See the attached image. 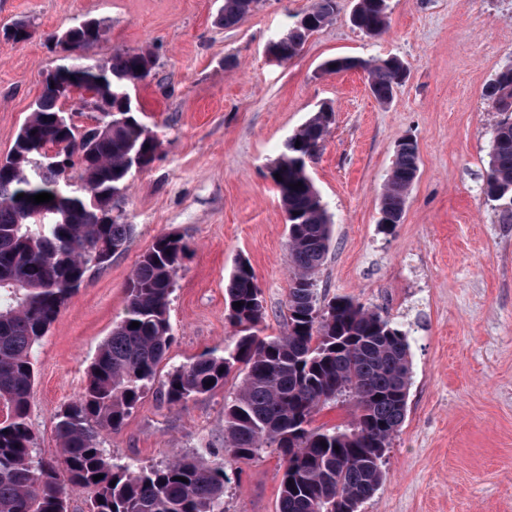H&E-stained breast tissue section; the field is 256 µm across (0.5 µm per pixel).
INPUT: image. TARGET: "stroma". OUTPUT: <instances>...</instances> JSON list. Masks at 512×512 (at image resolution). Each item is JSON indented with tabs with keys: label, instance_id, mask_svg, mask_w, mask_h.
<instances>
[{
	"label": "stroma",
	"instance_id": "35a3bbf8",
	"mask_svg": "<svg viewBox=\"0 0 512 512\" xmlns=\"http://www.w3.org/2000/svg\"><path fill=\"white\" fill-rule=\"evenodd\" d=\"M222 3L0 0V29L34 22L27 42L0 38V160L44 74L61 62L49 33L94 18L105 29L97 59L118 48L156 58L132 91L162 142L118 201L133 234L90 273L34 351L28 423L40 455L57 458V415L83 392L89 363L124 312L126 282L158 237L185 245L170 296L173 342L158 378L232 336L225 287L237 258L249 260L262 290L261 335L283 331L287 234L268 168L325 105L333 120L308 164L333 220L319 293L388 315L407 330L412 358L405 420L385 452L384 481L360 512H512V224L482 192L502 119L488 84L512 63V0H389L390 29L378 38L352 25L356 0H338L335 20L285 63L266 47L313 0H257L231 28L218 22ZM392 56L409 74L386 104L365 72L322 69L336 57ZM405 137L417 144L419 171L387 233L380 193ZM238 381L230 374L176 406L150 388L104 446L139 467L175 454L223 460L224 512H279L277 452L238 461L224 451V399Z\"/></svg>",
	"mask_w": 512,
	"mask_h": 512
}]
</instances>
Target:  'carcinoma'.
Masks as SVG:
<instances>
[{
  "label": "carcinoma",
  "instance_id": "carcinoma-1",
  "mask_svg": "<svg viewBox=\"0 0 512 512\" xmlns=\"http://www.w3.org/2000/svg\"><path fill=\"white\" fill-rule=\"evenodd\" d=\"M255 3L224 0L220 22L238 25ZM337 12V0H313L291 28L287 58ZM351 23L369 36L386 33L388 0H357ZM69 31L68 62L54 69L55 77L109 102L112 122L81 130L61 123L68 95L46 78L0 162V512H67L75 488L92 490L89 512H224V460L175 454L162 465L135 468L103 447V435L124 425L155 382L172 343L170 295L184 250L177 237L158 238L129 277L123 316L89 365L84 392L58 416V459L44 460L34 443L28 410L35 345L89 273L124 250L133 225L121 213L109 216L113 198L126 191L135 163L153 162L162 145L120 97L150 76L155 56L117 49L110 59L97 60L91 52L103 37L101 25ZM322 68L364 71L382 102L407 73L397 57H337ZM489 88L492 96L512 98V65L496 72ZM332 116L331 109H319L288 137L269 168L288 219L284 333L259 336L264 298L241 257L225 287L227 320L235 329L230 342L173 368L160 388L164 402L181 404L223 385L235 365H243L240 385L224 401V448L237 460L266 448L278 453L284 462L279 512H359L383 482L378 450L400 430L412 383L410 344L401 326L348 296L319 297L317 274L329 253L333 222L307 166ZM39 148L56 151L78 170L81 186L73 188L71 175L59 169L37 167ZM417 172L416 142L404 138L380 195L382 230L400 223ZM277 173L282 180H275ZM299 182L302 187L293 188ZM42 192L53 195L55 224H37L32 216L38 205L29 197ZM483 193L496 203L503 223L511 224L509 118L492 132ZM340 386L350 388L353 421L331 429L312 426L316 411L336 399ZM99 474L103 478L94 480Z\"/></svg>",
  "mask_w": 512,
  "mask_h": 512
}]
</instances>
